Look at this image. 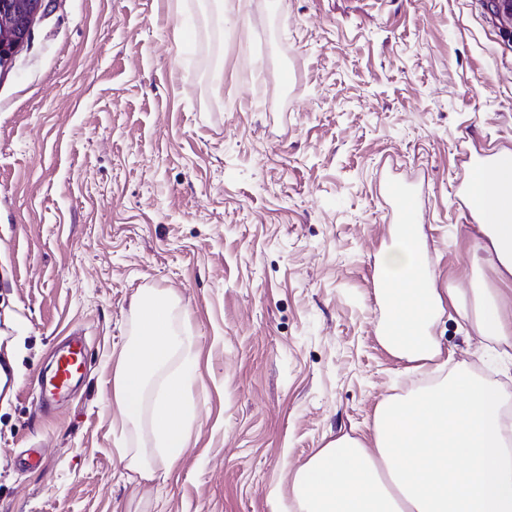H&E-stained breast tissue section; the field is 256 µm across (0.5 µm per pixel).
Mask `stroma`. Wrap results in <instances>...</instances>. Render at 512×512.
I'll list each match as a JSON object with an SVG mask.
<instances>
[{
  "label": "stroma",
  "mask_w": 512,
  "mask_h": 512,
  "mask_svg": "<svg viewBox=\"0 0 512 512\" xmlns=\"http://www.w3.org/2000/svg\"><path fill=\"white\" fill-rule=\"evenodd\" d=\"M466 151L512 152V33L490 0H44L0 64V512H284L313 453L370 442L438 363L512 386L452 301L424 368L378 337L388 181L419 195L436 287L484 254ZM146 290L178 298L199 374L190 445L153 482L120 460L150 437L112 403ZM76 329L80 388L40 411Z\"/></svg>",
  "instance_id": "stroma-1"
}]
</instances>
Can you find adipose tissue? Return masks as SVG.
<instances>
[{"mask_svg":"<svg viewBox=\"0 0 512 512\" xmlns=\"http://www.w3.org/2000/svg\"><path fill=\"white\" fill-rule=\"evenodd\" d=\"M493 223L481 225L499 287L475 271L466 288L439 292L419 278L421 227L396 230L380 266L396 289L379 337L408 360H434L440 347L428 329L452 301L480 339L512 343V315L502 285H512V161L486 167ZM173 297L148 292L133 302L131 336L119 352L112 401L122 426L150 430L157 456L119 451L126 469L145 480L170 470L189 446L195 407L186 394L195 366L173 367L189 344L174 328ZM298 512H512V392L454 366L441 381L382 404L371 443L344 435L318 449L292 477Z\"/></svg>","mask_w":512,"mask_h":512,"instance_id":"obj_1","label":"adipose tissue"}]
</instances>
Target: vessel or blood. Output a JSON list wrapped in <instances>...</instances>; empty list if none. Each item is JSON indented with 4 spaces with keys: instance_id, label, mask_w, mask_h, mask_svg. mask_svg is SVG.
Masks as SVG:
<instances>
[{
    "instance_id": "obj_1",
    "label": "vessel or blood",
    "mask_w": 512,
    "mask_h": 512,
    "mask_svg": "<svg viewBox=\"0 0 512 512\" xmlns=\"http://www.w3.org/2000/svg\"><path fill=\"white\" fill-rule=\"evenodd\" d=\"M482 164L471 161L467 164L468 177L463 186L467 198L466 212L478 216L483 223H491L492 215L484 205V189L478 177ZM388 199V221L392 224H413L417 221L416 191L408 184L392 182L386 187ZM86 346L84 336L73 335L57 348L53 370L42 378L38 399L44 408H52L71 390L73 384L82 379L86 371Z\"/></svg>"
}]
</instances>
